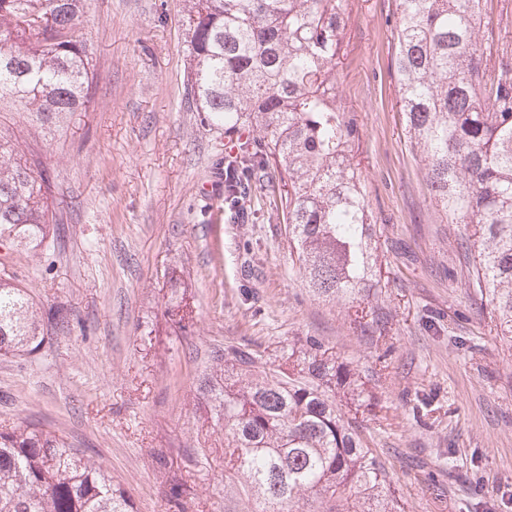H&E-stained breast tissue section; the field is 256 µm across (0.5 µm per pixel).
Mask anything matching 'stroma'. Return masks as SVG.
I'll return each instance as SVG.
<instances>
[{"instance_id":"obj_1","label":"stroma","mask_w":512,"mask_h":512,"mask_svg":"<svg viewBox=\"0 0 512 512\" xmlns=\"http://www.w3.org/2000/svg\"><path fill=\"white\" fill-rule=\"evenodd\" d=\"M348 14L340 93L381 243L382 290L364 302L307 288L274 174L253 180L244 218L205 195L227 152L186 88L185 0H87L89 105L0 112V137L52 182L49 238L8 250L0 275L64 319L36 352L0 356V428L63 435L137 512H253L224 494L204 382L223 376L224 346L284 366L310 338L372 394L357 418L404 512H512V338L472 285L469 228L440 222L405 136L396 0H348Z\"/></svg>"}]
</instances>
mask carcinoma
I'll return each instance as SVG.
<instances>
[{
	"mask_svg": "<svg viewBox=\"0 0 512 512\" xmlns=\"http://www.w3.org/2000/svg\"><path fill=\"white\" fill-rule=\"evenodd\" d=\"M86 0H0V104L76 112L88 103L91 52L75 36ZM187 86L208 125L247 141L226 163L229 213L271 170L288 246L313 293L361 301L381 287L378 240L354 162L355 112L339 94L348 0H187ZM41 22L28 21V12ZM482 0H397L393 67L404 130L449 224L473 228L475 285L512 337V55L482 48ZM48 175L0 136V244L43 246ZM46 340L33 299L0 276V353ZM226 346L209 388L224 420V491L256 512H403L363 428L338 410L370 400L350 367L312 343L284 371ZM0 512H135L120 484L55 431L0 430Z\"/></svg>",
	"mask_w": 512,
	"mask_h": 512,
	"instance_id": "obj_1",
	"label": "carcinoma"
}]
</instances>
